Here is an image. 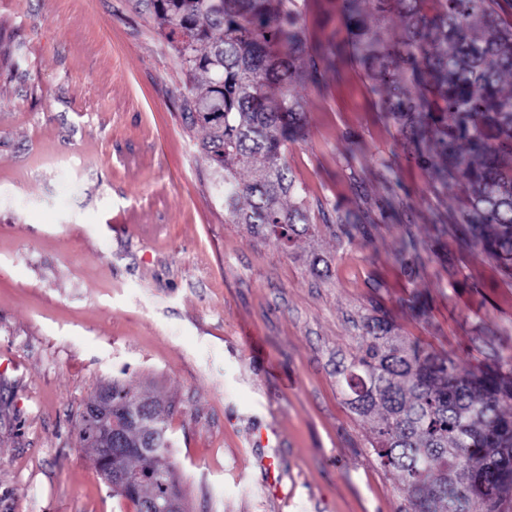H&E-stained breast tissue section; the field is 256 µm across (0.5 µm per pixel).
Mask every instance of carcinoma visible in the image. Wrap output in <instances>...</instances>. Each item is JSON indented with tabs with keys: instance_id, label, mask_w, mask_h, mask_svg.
Masks as SVG:
<instances>
[{
	"instance_id": "obj_1",
	"label": "carcinoma",
	"mask_w": 512,
	"mask_h": 512,
	"mask_svg": "<svg viewBox=\"0 0 512 512\" xmlns=\"http://www.w3.org/2000/svg\"><path fill=\"white\" fill-rule=\"evenodd\" d=\"M503 0H342L344 36L311 47L298 0H141L186 77L183 118L206 130L203 158L234 224L288 249L316 230L288 167L301 132L297 84H320L352 55L436 193L467 189L454 223L512 276V23ZM396 16L399 32L384 21ZM251 171L249 180L241 170ZM507 371H462L367 319L358 350L336 370L351 411L373 422L370 447L398 472L409 512H512V354ZM143 412L112 446L93 416ZM78 440L107 467L139 478L112 491L165 512L183 500L159 403L112 382L86 404Z\"/></svg>"
}]
</instances>
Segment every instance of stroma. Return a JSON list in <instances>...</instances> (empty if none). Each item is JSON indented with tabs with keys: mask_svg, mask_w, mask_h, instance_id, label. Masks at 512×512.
Returning <instances> with one entry per match:
<instances>
[{
	"mask_svg": "<svg viewBox=\"0 0 512 512\" xmlns=\"http://www.w3.org/2000/svg\"><path fill=\"white\" fill-rule=\"evenodd\" d=\"M301 9L311 43L335 34L339 0ZM183 82L138 0H0V512H136L77 437L115 381L169 410L188 512H403L336 365L372 316L498 365L512 279L358 62L294 88L287 160L317 231L285 250L225 217Z\"/></svg>",
	"mask_w": 512,
	"mask_h": 512,
	"instance_id": "35a3bbf8",
	"label": "stroma"
}]
</instances>
